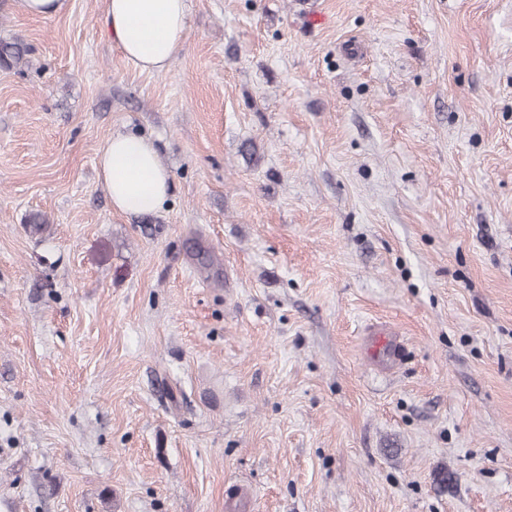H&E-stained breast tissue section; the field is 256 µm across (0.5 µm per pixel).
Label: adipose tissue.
<instances>
[{
  "instance_id": "1",
  "label": "adipose tissue",
  "mask_w": 512,
  "mask_h": 512,
  "mask_svg": "<svg viewBox=\"0 0 512 512\" xmlns=\"http://www.w3.org/2000/svg\"><path fill=\"white\" fill-rule=\"evenodd\" d=\"M104 28L136 68L168 70L187 39V0H105ZM97 168L115 211L139 217L164 209L172 175L150 139L130 131L112 134L98 156Z\"/></svg>"
}]
</instances>
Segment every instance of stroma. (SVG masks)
<instances>
[{
  "label": "stroma",
  "instance_id": "obj_1",
  "mask_svg": "<svg viewBox=\"0 0 512 512\" xmlns=\"http://www.w3.org/2000/svg\"><path fill=\"white\" fill-rule=\"evenodd\" d=\"M189 11L147 73L0 0V512H512V0ZM28 48L17 41H0V65L7 68L18 67L24 64ZM97 168L115 211L139 217L165 209L172 175L150 139L130 131L112 134L98 156ZM369 353L379 364H394L400 360L402 344L393 336H398L386 327H378L371 333Z\"/></svg>",
  "mask_w": 512,
  "mask_h": 512
}]
</instances>
